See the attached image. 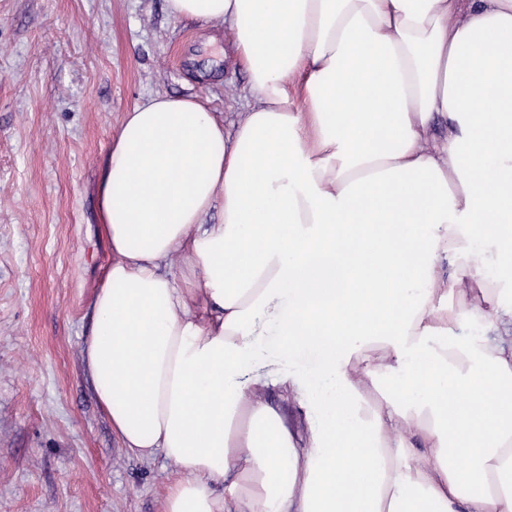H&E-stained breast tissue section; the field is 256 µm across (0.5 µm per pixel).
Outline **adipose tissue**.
I'll list each match as a JSON object with an SVG mask.
<instances>
[{"instance_id": "ef3b65f1", "label": "adipose tissue", "mask_w": 512, "mask_h": 512, "mask_svg": "<svg viewBox=\"0 0 512 512\" xmlns=\"http://www.w3.org/2000/svg\"><path fill=\"white\" fill-rule=\"evenodd\" d=\"M167 3L229 24L255 103L228 132L155 97L101 170L82 359L124 447L175 465L164 512H512V306L438 276L485 240L512 278V0ZM271 349L313 359L305 442L250 377Z\"/></svg>"}]
</instances>
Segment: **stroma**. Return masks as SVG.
Masks as SVG:
<instances>
[{"label":"stroma","mask_w":512,"mask_h":512,"mask_svg":"<svg viewBox=\"0 0 512 512\" xmlns=\"http://www.w3.org/2000/svg\"><path fill=\"white\" fill-rule=\"evenodd\" d=\"M231 49L166 0H0V512H163L174 464L121 447L82 362L111 260L98 185L135 106L192 98L228 125L253 105ZM309 362L253 369L301 438L315 414L281 383Z\"/></svg>","instance_id":"1"}]
</instances>
